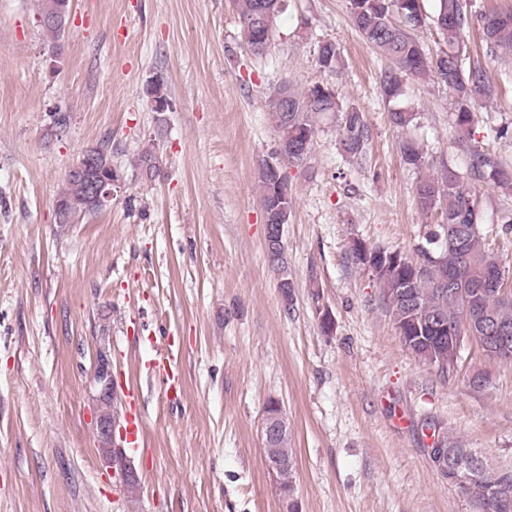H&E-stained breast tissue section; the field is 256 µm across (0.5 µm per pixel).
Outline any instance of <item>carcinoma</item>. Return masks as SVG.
Segmentation results:
<instances>
[{"mask_svg":"<svg viewBox=\"0 0 512 512\" xmlns=\"http://www.w3.org/2000/svg\"><path fill=\"white\" fill-rule=\"evenodd\" d=\"M262 0H234L247 44L251 51L262 55L268 48L263 30L257 27L261 17ZM421 0H349L350 20L363 39L389 61V67L380 76L383 97L392 101L400 94L406 77L419 80L434 79L443 83L454 99L453 124L456 133L471 134L475 124V105L496 98L501 83L492 77L479 60L467 56L464 35L473 14L469 0H435L433 23L444 47L436 54L427 52L414 31L425 23ZM62 0H38L39 22L47 33L51 48L60 46L68 28L48 22ZM484 56L492 57L501 50L512 52V7L491 9L480 14ZM320 66L334 71L340 64V54L334 43L322 41L318 46ZM288 109L278 101L281 89H276L267 104L279 139L306 147L299 152H288L282 159L264 160L259 167L260 203L265 219L275 224L288 223L293 210V198L282 175L281 163L300 167L312 151L316 128L314 117L337 112L341 117L340 148L351 160H365L370 141V130L364 113L355 106L340 102L333 90L315 85L305 92L287 86ZM390 122L397 129L414 124L416 113L396 106L389 111ZM405 163L420 169L424 153L413 139L400 142ZM137 168L152 177L159 172L158 154L143 150L136 160ZM469 174L479 182H487L505 192L512 191V170L490 153L474 149L470 153ZM56 199L67 206L68 218L56 219L66 226L77 224L96 213L88 206V184L72 175H65ZM414 199L425 213L439 219L429 225L425 244L417 248L418 259H412L400 250L376 247L363 249L361 241H353L349 257L364 269H373L371 275L378 284L381 299L386 306L394 329L403 338V347L447 379L453 375L462 344L446 340L442 343L415 341L419 329L429 320L448 323L457 336H467L473 323L506 326L512 329V293L499 296L479 294L478 290L488 276L504 280L502 261L486 243L481 231L483 216L477 194L465 185V176L451 167H444L436 176H424L415 185ZM399 266L390 269L393 259ZM269 261L280 274L281 292L286 301L292 300L288 264L284 252L273 253ZM278 453L288 461L279 471L282 490H295L292 472L294 457L288 448V437L277 442ZM465 495L475 512H512V470L491 469L485 462L473 470L472 487Z\"/></svg>","mask_w":512,"mask_h":512,"instance_id":"carcinoma-1","label":"carcinoma"}]
</instances>
